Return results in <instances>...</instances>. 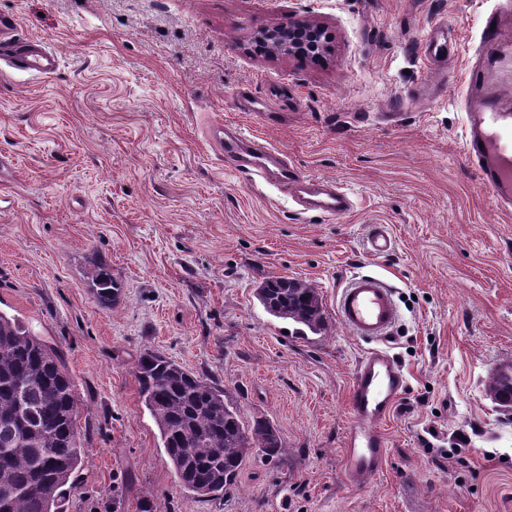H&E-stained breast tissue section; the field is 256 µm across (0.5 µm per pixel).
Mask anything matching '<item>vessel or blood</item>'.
Listing matches in <instances>:
<instances>
[{"label": "vessel or blood", "mask_w": 512, "mask_h": 512, "mask_svg": "<svg viewBox=\"0 0 512 512\" xmlns=\"http://www.w3.org/2000/svg\"><path fill=\"white\" fill-rule=\"evenodd\" d=\"M13 19L0 17V49L8 48L16 68L49 77L59 67L57 54L41 41L15 35ZM466 90V157L478 185L499 208L512 209V5L487 14L480 49L469 67ZM212 143L236 172L254 182L272 180L292 187L302 211L340 217L352 201L335 183L302 174L287 155L259 138L223 124L212 128ZM341 325L354 336L379 341L398 320L393 291L377 275L360 273L336 299ZM406 388V377L390 355L380 349L366 353L356 366L348 409L352 424L346 434V468L351 485L364 484L382 468L386 441L380 429Z\"/></svg>", "instance_id": "obj_1"}]
</instances>
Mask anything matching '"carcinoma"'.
Returning <instances> with one entry per match:
<instances>
[{"mask_svg":"<svg viewBox=\"0 0 512 512\" xmlns=\"http://www.w3.org/2000/svg\"><path fill=\"white\" fill-rule=\"evenodd\" d=\"M92 283L99 298L113 300L107 270L94 272ZM258 299L302 336L326 330L319 292L304 280L268 278ZM135 377L180 485L194 494L229 493L255 448L271 458L281 453L276 428L264 419L245 424L211 379L150 350L140 356ZM487 392L495 401L508 399L512 364L491 372ZM77 413L74 380L60 351L0 311V512H63L85 457Z\"/></svg>","mask_w":512,"mask_h":512,"instance_id":"obj_1","label":"carcinoma"}]
</instances>
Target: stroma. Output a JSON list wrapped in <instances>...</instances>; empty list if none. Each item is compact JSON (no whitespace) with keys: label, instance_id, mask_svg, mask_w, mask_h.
<instances>
[{"label":"stroma","instance_id":"stroma-1","mask_svg":"<svg viewBox=\"0 0 512 512\" xmlns=\"http://www.w3.org/2000/svg\"><path fill=\"white\" fill-rule=\"evenodd\" d=\"M497 0H0V15L60 58L44 78L0 72V311L58 347L86 450L64 512H512V415L486 394L512 363V212L465 157L468 61ZM449 20L438 32L440 20ZM324 25L320 61L257 51L265 28ZM442 35L447 87L393 105ZM224 123L335 180L336 218L289 190L253 187L210 142ZM392 250L370 255L372 225ZM121 282L115 303L96 265ZM393 290L380 344L353 336L336 296L354 273ZM318 289L327 330L301 337L269 315L260 283ZM386 350L407 387L384 423L382 470L345 472L350 386ZM159 352L207 376L284 450L246 457L236 489L180 486L134 376Z\"/></svg>","mask_w":512,"mask_h":512}]
</instances>
